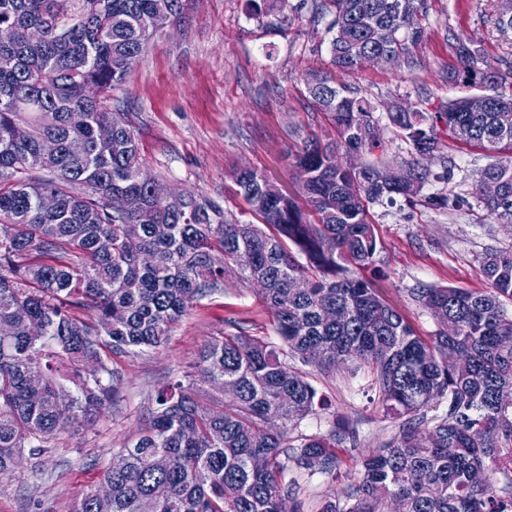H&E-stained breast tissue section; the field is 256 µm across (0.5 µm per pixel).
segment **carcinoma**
<instances>
[{"mask_svg": "<svg viewBox=\"0 0 512 512\" xmlns=\"http://www.w3.org/2000/svg\"><path fill=\"white\" fill-rule=\"evenodd\" d=\"M189 0H0V479L22 459L40 460L51 442L119 399L123 370L114 358L164 347L193 304L224 287V270L258 283L288 350L235 326L199 352L196 370L155 390L149 424L104 467L110 487L101 502L88 489L72 512H282L295 494L290 468L339 475L336 448L348 431L302 436L288 425L328 409L315 388L288 366L298 358L321 370L339 363L376 371L379 401L398 433L361 459L362 474L321 512H512V251L481 260L483 292L425 288L419 302L442 325L426 340L352 268L373 263L378 239L369 204L399 196L415 202L428 180L421 155L439 135L497 147L509 156L480 172L501 190L484 199L495 221L512 224V65L503 70L457 37L450 83L480 88L488 105L468 97L433 112L389 113L397 136L412 146L410 179H387L381 159L339 164L340 150L385 151L370 102L325 77L308 82L336 134L302 145L293 164L310 178L284 193L264 174L235 177L250 209L269 228L228 219L214 201L186 193L165 201L164 185L140 178L133 130L112 104L158 26L177 23ZM332 15L336 69L358 70L357 56L378 50L392 67L417 65L426 0H324ZM80 111L79 125L70 114ZM30 128L24 141L13 137ZM112 128L109 137L100 127ZM44 139L55 141L51 156ZM57 197L52 211L39 197ZM303 199L316 221L307 220ZM306 262H301V258ZM310 288L297 292L292 282ZM85 310L97 319L81 317ZM236 392L226 397L222 386ZM441 416L427 418L435 404Z\"/></svg>", "mask_w": 512, "mask_h": 512, "instance_id": "cac0c4a2", "label": "carcinoma"}]
</instances>
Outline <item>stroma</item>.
Wrapping results in <instances>:
<instances>
[{
  "mask_svg": "<svg viewBox=\"0 0 512 512\" xmlns=\"http://www.w3.org/2000/svg\"><path fill=\"white\" fill-rule=\"evenodd\" d=\"M319 2L287 0L255 16L247 0H194L184 21L154 36L113 92L124 102L144 170L173 190L214 200L230 219L256 224L260 218L239 194L234 172L252 168L295 192L289 153L304 141L334 138L307 91L311 77L352 85L369 100L386 142L385 158L398 169L409 161L411 147L393 133L389 107L431 111L469 92L444 78L457 63L455 37L469 38L489 61L512 62V29L498 24L499 0H427L428 36L416 50L419 66L345 73L330 64L331 16L321 12ZM496 159L488 148L444 137L421 197L411 204L383 198L369 206L379 241L373 285L419 336H433L440 326L419 304L418 289L485 290L484 254L512 251V229L489 216L476 190L479 172ZM446 168L451 176L444 181L440 175ZM436 194L457 198L458 207H429L426 196ZM233 322L245 323L250 335L277 338L271 311L234 271L222 291L195 303L174 325L163 351L117 358L124 372L118 405L88 427L60 434L39 463L25 461L0 480V512H24L31 500L43 501L50 512H70L73 502L100 481L112 455L145 428L157 387L191 370L200 348ZM299 370L331 410L306 417L290 428L289 437L328 434L336 416L357 433L356 446L338 451L341 478L285 474L297 484L301 512H319L347 477L357 476L361 456L389 441L398 425L385 418L375 399L371 367L341 364L323 371L303 364Z\"/></svg>",
  "mask_w": 512,
  "mask_h": 512,
  "instance_id": "obj_1",
  "label": "stroma"
}]
</instances>
